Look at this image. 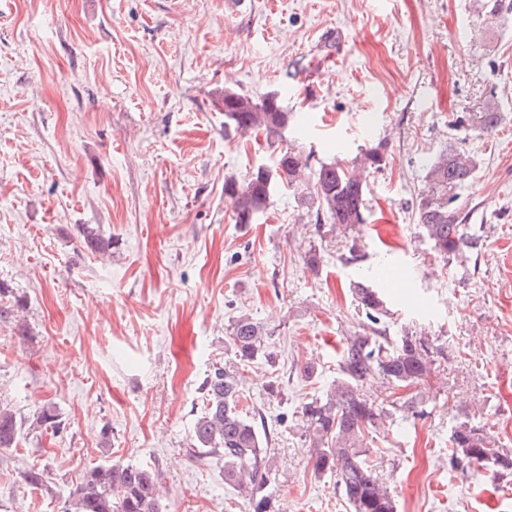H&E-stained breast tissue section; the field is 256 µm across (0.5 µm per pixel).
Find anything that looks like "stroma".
<instances>
[{"instance_id":"1","label":"stroma","mask_w":512,"mask_h":512,"mask_svg":"<svg viewBox=\"0 0 512 512\" xmlns=\"http://www.w3.org/2000/svg\"><path fill=\"white\" fill-rule=\"evenodd\" d=\"M475 3L0 0V304H21L0 320V403L65 422L0 450V512H65L85 470L111 463L157 468L166 512H251L223 458L190 441L199 385L235 365L242 315L276 355L240 368L241 407L263 415L275 460L273 512H346L297 413L335 380L346 337L370 330L348 290L360 278L385 287L387 336L436 351L417 387L426 415L366 439L397 512H512V477L448 462L465 418L512 450V11L491 20ZM228 88L278 95L282 144L312 164L384 153L365 223L316 231L280 186L236 223L225 180L276 154L225 133ZM489 104L500 119L486 133L474 117ZM450 146L477 163L463 197L481 248L462 265L415 219L424 165ZM86 224L109 250L86 248ZM34 467L45 486L24 482Z\"/></svg>"}]
</instances>
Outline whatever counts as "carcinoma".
I'll list each match as a JSON object with an SVG mask.
<instances>
[{"mask_svg": "<svg viewBox=\"0 0 512 512\" xmlns=\"http://www.w3.org/2000/svg\"><path fill=\"white\" fill-rule=\"evenodd\" d=\"M288 122V112L276 95L254 99L224 90L225 128L279 139ZM383 165L384 154L374 148L348 166L334 161L312 170L309 158L288 147L279 150L273 166L257 167L244 183L225 182L224 193L232 202L236 223L251 224L267 207L274 188L283 185L297 194L300 205L316 209L331 220L333 228L345 232L365 223L366 175ZM475 169L474 160L465 152L453 146L443 150L429 163L426 185L416 204L417 224L436 255L448 263L480 248V239L464 227L462 196ZM83 237L94 253H104L110 246L97 229L88 225ZM351 294L356 308L371 324L389 314L378 288L357 281ZM267 338L261 325L242 315L232 324L227 343L242 366L259 359L271 363L274 355L267 349ZM433 362V348L423 336L406 332L393 339L376 329L371 336H349L340 353L339 377L323 395L301 405L299 417L314 470L336 474L349 512H396L393 496L368 464L363 441L394 410L405 420L426 414L423 397L418 394L402 402L393 400L386 408L367 397L361 388L375 379L393 389L416 386L431 374ZM200 390L203 411L192 428V447L201 456L224 457V483L249 502L252 512H272V458L264 445L267 436L254 418L240 409L244 395L237 371L214 366ZM24 424L14 410L0 407L1 450L16 447ZM61 424L57 411L46 406L31 426L57 432ZM450 444L451 464L463 471L478 465L492 469L501 478L512 474V454L491 447L470 419L455 427ZM69 503L66 512H162L158 472L136 464L93 466L83 474Z\"/></svg>", "mask_w": 512, "mask_h": 512, "instance_id": "obj_1", "label": "carcinoma"}]
</instances>
